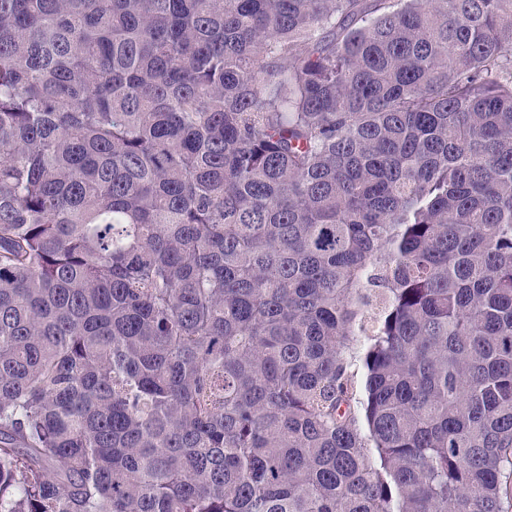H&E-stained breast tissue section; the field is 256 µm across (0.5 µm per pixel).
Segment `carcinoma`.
I'll use <instances>...</instances> for the list:
<instances>
[{"label": "carcinoma", "mask_w": 512, "mask_h": 512, "mask_svg": "<svg viewBox=\"0 0 512 512\" xmlns=\"http://www.w3.org/2000/svg\"><path fill=\"white\" fill-rule=\"evenodd\" d=\"M511 484L512 0H0V512Z\"/></svg>", "instance_id": "1"}]
</instances>
